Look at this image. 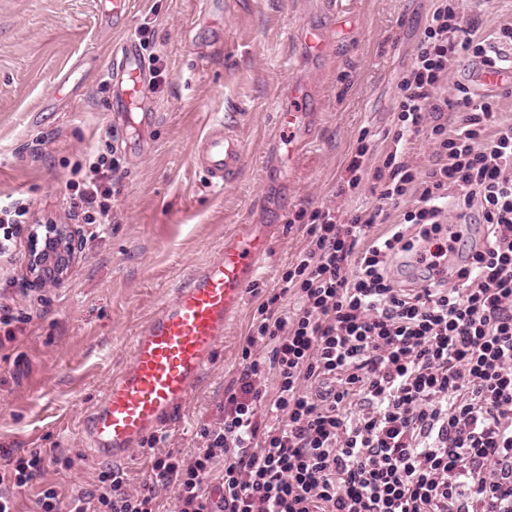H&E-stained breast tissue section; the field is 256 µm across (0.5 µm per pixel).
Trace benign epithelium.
Listing matches in <instances>:
<instances>
[{
	"instance_id": "7a95c632",
	"label": "benign epithelium",
	"mask_w": 512,
	"mask_h": 512,
	"mask_svg": "<svg viewBox=\"0 0 512 512\" xmlns=\"http://www.w3.org/2000/svg\"><path fill=\"white\" fill-rule=\"evenodd\" d=\"M79 239L72 224H32L28 233L26 280L30 287L58 288L77 259Z\"/></svg>"
}]
</instances>
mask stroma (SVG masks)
<instances>
[{"label":"stroma","instance_id":"35a3bbf8","mask_svg":"<svg viewBox=\"0 0 512 512\" xmlns=\"http://www.w3.org/2000/svg\"><path fill=\"white\" fill-rule=\"evenodd\" d=\"M97 2L0 0V198H27L35 217L70 224L64 195L74 162L90 150L119 161L112 224L95 237L79 226V257L61 287L26 286V233L0 257V316L31 317L0 349V448L59 455L42 483L86 494L106 463L94 458L83 418L129 368L131 343L150 315L217 256L226 234L249 224L269 238L266 264L210 367L156 435V448L177 456L201 446L239 373L256 309L303 248L312 212L347 206L337 185L363 132L371 134L372 158L384 149L398 84L432 5L352 0L336 15L328 0H224L223 14L206 26L196 22V0H130L117 31ZM145 25L159 56L160 74L149 82L155 118L145 127L130 112L122 137L102 80L113 41ZM310 28L326 30L327 54L302 45L299 35ZM74 63L75 82L58 89L59 73ZM294 88L318 126L292 157L287 144L267 142ZM215 120L233 126L245 148L221 190L192 160Z\"/></svg>","mask_w":512,"mask_h":512}]
</instances>
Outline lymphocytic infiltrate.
I'll list each match as a JSON object with an SVG mask.
<instances>
[{
    "label": "lymphocytic infiltrate",
    "mask_w": 512,
    "mask_h": 512,
    "mask_svg": "<svg viewBox=\"0 0 512 512\" xmlns=\"http://www.w3.org/2000/svg\"><path fill=\"white\" fill-rule=\"evenodd\" d=\"M496 43L512 45V22L491 39L436 0L381 163L359 143L339 187L369 185L375 205L314 211L202 448L155 453L143 492L112 467L88 496L45 486L36 512H512V121L465 85L438 93L465 59L499 68ZM422 134L424 169L410 156ZM118 168L98 154L66 184L95 230ZM45 467L0 451V512Z\"/></svg>",
    "instance_id": "f902f5d3"
}]
</instances>
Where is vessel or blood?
Masks as SVG:
<instances>
[{
  "instance_id": "vessel-or-blood-1",
  "label": "vessel or blood",
  "mask_w": 512,
  "mask_h": 512,
  "mask_svg": "<svg viewBox=\"0 0 512 512\" xmlns=\"http://www.w3.org/2000/svg\"><path fill=\"white\" fill-rule=\"evenodd\" d=\"M103 17L121 27L129 0H98ZM112 117L138 108L144 122L154 116L145 99L147 72L140 44L125 38L112 46L108 69ZM292 105L276 116V129L291 153H301L312 135L308 113L299 111L302 91L292 90ZM244 144L223 121L212 122L194 147V160L212 186L231 181L244 158ZM266 237L239 229L225 237L218 256L177 289L135 336L128 370L113 377L89 415L85 433L96 457L123 460L145 438L156 434L189 398L224 338L227 320L239 308L248 279L265 261Z\"/></svg>"
}]
</instances>
